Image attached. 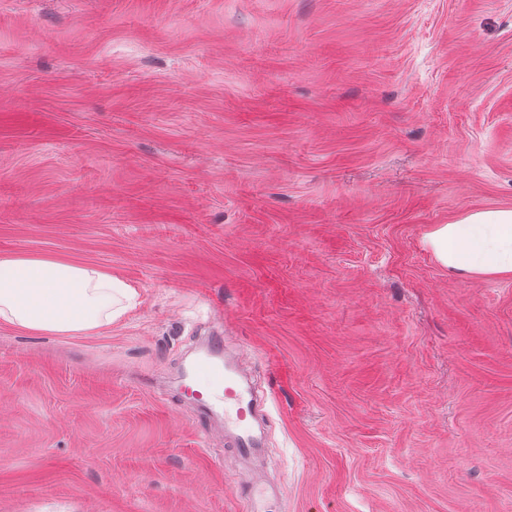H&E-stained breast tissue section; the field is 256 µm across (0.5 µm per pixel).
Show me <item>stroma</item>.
I'll return each mask as SVG.
<instances>
[{"label":"stroma","instance_id":"obj_1","mask_svg":"<svg viewBox=\"0 0 512 512\" xmlns=\"http://www.w3.org/2000/svg\"><path fill=\"white\" fill-rule=\"evenodd\" d=\"M512 0H0V255L138 288L0 326V512H512ZM248 347L259 462L185 399ZM424 244L449 272L512 276V209L475 211L438 224L425 235Z\"/></svg>","mask_w":512,"mask_h":512}]
</instances>
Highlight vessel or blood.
<instances>
[{"label": "vessel or blood", "mask_w": 512, "mask_h": 512, "mask_svg": "<svg viewBox=\"0 0 512 512\" xmlns=\"http://www.w3.org/2000/svg\"><path fill=\"white\" fill-rule=\"evenodd\" d=\"M223 351L222 337H212L207 358L194 366L196 381L190 393L199 401L222 408L225 432L238 452L249 456L260 445L253 428L256 398L250 386L239 381L238 359L224 356Z\"/></svg>", "instance_id": "b4317fda"}]
</instances>
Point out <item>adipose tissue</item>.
Returning <instances> with one entry per match:
<instances>
[{
    "instance_id": "1",
    "label": "adipose tissue",
    "mask_w": 512,
    "mask_h": 512,
    "mask_svg": "<svg viewBox=\"0 0 512 512\" xmlns=\"http://www.w3.org/2000/svg\"><path fill=\"white\" fill-rule=\"evenodd\" d=\"M424 244L456 273L512 276V209L480 210L436 225ZM138 291L92 263L0 256V325L30 333L87 334L131 309Z\"/></svg>"
}]
</instances>
